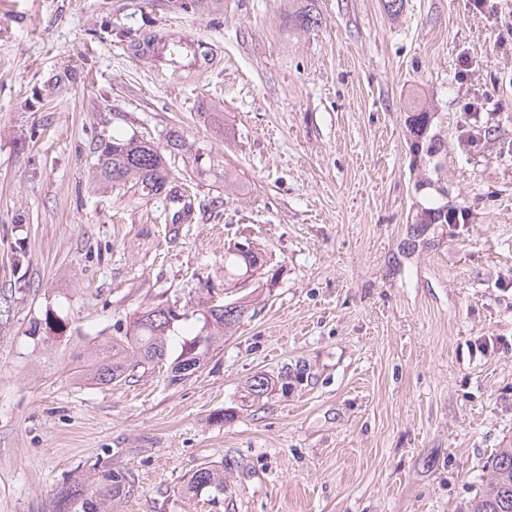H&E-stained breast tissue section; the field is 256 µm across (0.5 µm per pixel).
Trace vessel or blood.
I'll list each match as a JSON object with an SVG mask.
<instances>
[{
    "instance_id": "vessel-or-blood-1",
    "label": "vessel or blood",
    "mask_w": 512,
    "mask_h": 512,
    "mask_svg": "<svg viewBox=\"0 0 512 512\" xmlns=\"http://www.w3.org/2000/svg\"><path fill=\"white\" fill-rule=\"evenodd\" d=\"M131 55L153 60L159 76L178 79L207 72L212 54L207 42L171 29L154 40L130 46Z\"/></svg>"
}]
</instances>
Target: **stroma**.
Instances as JSON below:
<instances>
[{
  "instance_id": "obj_1",
  "label": "stroma",
  "mask_w": 512,
  "mask_h": 512,
  "mask_svg": "<svg viewBox=\"0 0 512 512\" xmlns=\"http://www.w3.org/2000/svg\"><path fill=\"white\" fill-rule=\"evenodd\" d=\"M308 3L321 25L290 31ZM509 24L512 0H0V512H50L92 466L134 473L120 512H469L512 443ZM174 28L212 69L164 82L128 53ZM412 95L447 153L413 160ZM172 128L245 185L180 170L202 209L176 230L92 181L100 141ZM424 178L466 223H409ZM244 240L276 281L197 376L78 381L87 342L137 311L223 299ZM48 311L67 328L33 346ZM206 462L223 495L185 499Z\"/></svg>"
}]
</instances>
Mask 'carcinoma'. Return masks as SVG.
<instances>
[{
	"mask_svg": "<svg viewBox=\"0 0 512 512\" xmlns=\"http://www.w3.org/2000/svg\"><path fill=\"white\" fill-rule=\"evenodd\" d=\"M321 23V18L308 6L292 15L294 31L305 33ZM407 130L415 154L434 157L444 148L443 141L429 134L434 113L424 104L407 105ZM182 162L203 178L213 176L224 181V191L241 190L234 173L219 169L212 148L205 143L186 141L183 132L169 129L162 145L135 134L112 138L98 146L95 176L99 186L119 187L145 200L167 198L177 191L179 177L176 163ZM413 224L448 223V204L422 207L411 216ZM267 264L260 249L224 250V294H234L254 284L263 286ZM251 294L229 301L213 303L204 300L197 308L186 309L175 304L159 303L133 314L126 331L103 342L90 341L86 346L90 365L78 379L93 385H110L139 379L155 371L165 360L173 339L180 351L171 367L170 381L185 380L199 372L216 354L224 337L232 335L248 317ZM65 330V320L46 313L35 319L26 330L33 345L50 341L48 332ZM490 478L477 495L471 512H512V445L499 448L487 461ZM136 480L125 469H108L92 475L68 476L53 489L52 512H118L121 501L134 495ZM184 494L196 497L203 492L213 496L224 494V466L205 463L196 469L183 487Z\"/></svg>",
	"mask_w": 512,
	"mask_h": 512,
	"instance_id": "cac0c4a2",
	"label": "carcinoma"
}]
</instances>
